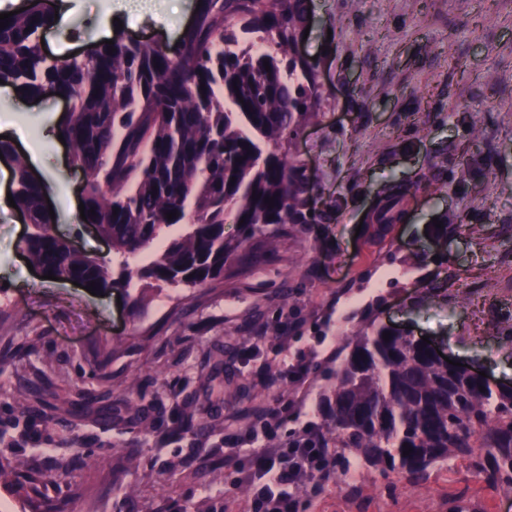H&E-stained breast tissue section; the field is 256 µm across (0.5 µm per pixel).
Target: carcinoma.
<instances>
[{
	"label": "carcinoma",
	"instance_id": "obj_1",
	"mask_svg": "<svg viewBox=\"0 0 512 512\" xmlns=\"http://www.w3.org/2000/svg\"><path fill=\"white\" fill-rule=\"evenodd\" d=\"M307 16V0H202L173 46L117 38L111 54L99 42L61 59L42 52L41 32L52 20L44 0L11 16L0 29V80L33 96L49 89L70 103L59 132L75 146L73 164L88 175L84 223L112 238L121 257L114 270L57 236L27 162L0 141V152L12 153L14 202L33 227L32 264L60 279L93 281L98 290L136 280L133 304L141 306L150 289L190 288L223 279L226 269L249 268L278 237L312 223V185L285 150L315 115L318 98L316 66L296 50ZM420 189L393 182L371 223L401 221L402 204ZM229 219L239 225L236 238L224 236ZM467 219L465 210L450 212L437 233L462 229ZM177 224L183 233L163 251L130 266L129 258ZM327 376L317 420L288 437L304 431L318 447L334 449L330 472L343 484L366 470L419 483L432 468L462 459L487 486L512 488V390L449 371L375 315ZM43 391L39 384L26 389L29 422L56 397ZM78 417L110 425L112 406L88 402ZM78 463H50L35 451L16 473L0 456V482L36 500L38 510L48 471L66 473Z\"/></svg>",
	"mask_w": 512,
	"mask_h": 512
}]
</instances>
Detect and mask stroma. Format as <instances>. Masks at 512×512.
<instances>
[{"label": "stroma", "mask_w": 512, "mask_h": 512, "mask_svg": "<svg viewBox=\"0 0 512 512\" xmlns=\"http://www.w3.org/2000/svg\"><path fill=\"white\" fill-rule=\"evenodd\" d=\"M141 6L133 13L127 0H111L120 36L172 43L195 0ZM309 10L298 48L318 62L320 101L288 153L315 186L317 221L278 238L260 263L164 289L136 308L134 289L93 295L29 271L32 227L0 193V429L21 413L19 383L56 388L57 424L33 422L5 445L19 470L36 448L82 458L77 470L53 473L47 491L54 498L80 486L70 512H221L228 492L248 512V452H237L233 468L210 448L280 401L313 411L327 379L277 387L259 376L286 370L301 353L335 364L376 298L381 322L512 382V0H309ZM100 12V0H66L45 53L77 55L100 42ZM475 154L484 166L463 189L432 182L437 165L456 171ZM42 165L71 188V201L52 203L57 234L116 265L108 243L82 222L85 174L68 146L43 145ZM395 179L423 184L404 222L383 232L361 224ZM465 207L474 231L434 241L433 217ZM437 273L450 280L433 293ZM285 325L292 332L283 342L272 330ZM25 345L29 354L13 358ZM217 378L218 399L208 394ZM83 395L112 405L111 426L72 425ZM198 413L204 432L185 429L187 415ZM455 498L469 512H512V490L487 487L461 460L419 483L368 473L349 488L329 483L298 512H449Z\"/></svg>", "instance_id": "35a3bbf8"}]
</instances>
